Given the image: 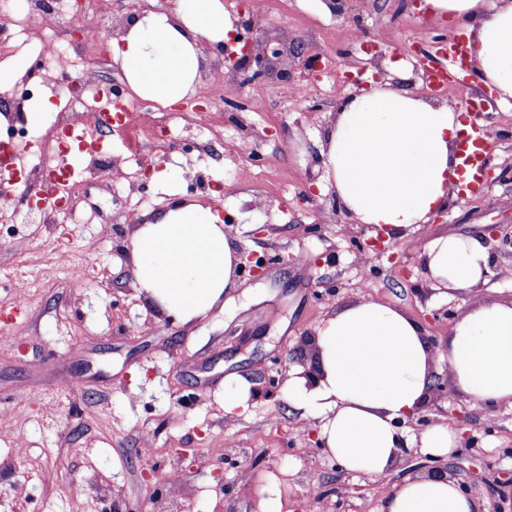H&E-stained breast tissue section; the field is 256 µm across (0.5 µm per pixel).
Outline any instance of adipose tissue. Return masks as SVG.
Instances as JSON below:
<instances>
[{
	"label": "adipose tissue",
	"instance_id": "adipose-tissue-1",
	"mask_svg": "<svg viewBox=\"0 0 512 512\" xmlns=\"http://www.w3.org/2000/svg\"><path fill=\"white\" fill-rule=\"evenodd\" d=\"M471 35L480 85L512 100V0H425ZM232 22L223 0H177L172 13L143 11L112 45V62L138 98L171 107L201 87V41L218 45ZM459 112L404 88L376 85L344 99L326 131L319 159L326 190L357 223L385 227L388 237L419 230L454 198L450 178L460 159ZM137 284L164 311L192 322L236 287L239 258L226 225L211 208L180 202L135 231ZM424 273L437 288L486 281L490 245L484 235L440 234L421 246ZM317 373H288L289 401L318 422L326 454L347 472L387 475L400 449L451 459L459 434L436 422L405 438L395 422L428 401L439 365L454 389L487 415L512 407V299L487 298L456 315L442 347L399 309L362 299L336 309L314 329ZM382 512H485L458 480L438 472L407 478Z\"/></svg>",
	"mask_w": 512,
	"mask_h": 512
}]
</instances>
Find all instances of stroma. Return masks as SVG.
<instances>
[{"instance_id": "stroma-1", "label": "stroma", "mask_w": 512, "mask_h": 512, "mask_svg": "<svg viewBox=\"0 0 512 512\" xmlns=\"http://www.w3.org/2000/svg\"><path fill=\"white\" fill-rule=\"evenodd\" d=\"M262 37L278 49L286 82L271 90L249 71L228 73L205 119L181 108L154 114L173 130L166 139L132 142L114 133L112 153L126 167L84 183L73 196L90 224L0 226V314L27 343L25 354L0 341V512H153L169 494L174 512H254L258 490L274 474L283 512H381L406 478L426 474L407 455L385 477L372 480L342 470L317 450L303 419L282 390L273 388L293 357L315 367L314 328L336 308L372 299L399 308L442 345L448 318L480 300L478 291L436 295L425 278L417 233L393 240L389 251L367 247L370 226L355 223L323 192L320 141L353 92L345 74L386 81L413 80L429 101L464 107L473 75L445 92L417 80L415 66L433 67L449 34L447 19L419 10L416 0H359L351 17L336 16L326 0H253ZM99 14L82 12L84 69L105 84H124L93 35ZM305 54L292 57L290 47ZM318 59L312 76L304 57ZM261 110H254V100ZM483 120L493 131L498 163L486 169V190L455 202L429 234H473L500 229L512 236V103H493ZM254 153L238 151L244 138ZM213 144L197 152L196 139ZM154 172L142 195H127L123 173L143 164ZM222 204L235 248L254 253L265 272L241 274L237 288L195 323L161 313L140 292L131 265L132 234L114 223L120 209L154 215L174 200ZM81 265L89 280L67 270ZM444 318L431 322L430 315ZM248 379L245 409L225 413L224 380ZM467 418L469 441L448 463L462 487L504 512L512 478V408L494 416L456 390L427 402L421 420L404 424L412 436L456 414ZM26 439V456L12 448ZM185 448L188 459L175 451ZM319 488L312 498L310 488Z\"/></svg>"}]
</instances>
